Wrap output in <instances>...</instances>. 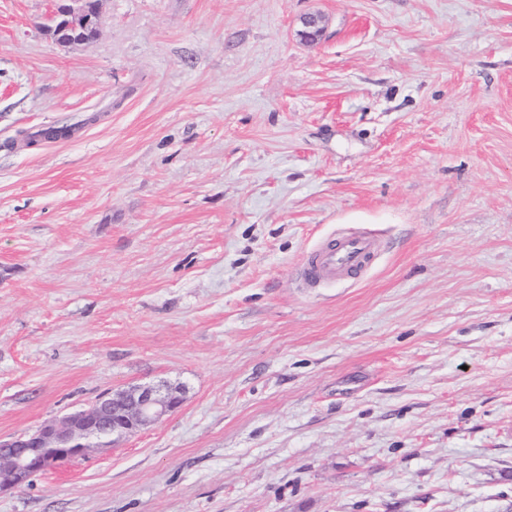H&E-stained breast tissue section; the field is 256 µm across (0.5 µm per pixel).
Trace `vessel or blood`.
Listing matches in <instances>:
<instances>
[{"label":"vessel or blood","mask_w":512,"mask_h":512,"mask_svg":"<svg viewBox=\"0 0 512 512\" xmlns=\"http://www.w3.org/2000/svg\"><path fill=\"white\" fill-rule=\"evenodd\" d=\"M380 250L378 239L366 233L341 231L312 250L299 274L306 285L344 280L369 268Z\"/></svg>","instance_id":"obj_1"}]
</instances>
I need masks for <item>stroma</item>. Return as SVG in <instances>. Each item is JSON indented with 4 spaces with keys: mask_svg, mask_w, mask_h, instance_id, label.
Instances as JSON below:
<instances>
[{
    "mask_svg": "<svg viewBox=\"0 0 512 512\" xmlns=\"http://www.w3.org/2000/svg\"><path fill=\"white\" fill-rule=\"evenodd\" d=\"M63 2L0 0V438L186 393L0 512H512V0ZM72 5L66 7L65 16H72L64 27H59L52 23L48 27L49 33L59 42H89L96 38L98 28L99 12L96 8L95 0H71ZM83 17L87 24L95 30L85 27L84 22L79 17ZM380 250L378 239L366 233L341 231L318 245L299 270L304 285L336 282L361 274Z\"/></svg>",
    "mask_w": 512,
    "mask_h": 512,
    "instance_id": "1",
    "label": "stroma"
}]
</instances>
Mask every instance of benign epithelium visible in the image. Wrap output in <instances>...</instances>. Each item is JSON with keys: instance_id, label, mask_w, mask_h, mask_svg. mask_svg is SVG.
<instances>
[{"instance_id": "7a95c632", "label": "benign epithelium", "mask_w": 512, "mask_h": 512, "mask_svg": "<svg viewBox=\"0 0 512 512\" xmlns=\"http://www.w3.org/2000/svg\"><path fill=\"white\" fill-rule=\"evenodd\" d=\"M66 15L81 16L98 28L95 0H71ZM304 40L317 41L323 29L317 16L301 20ZM181 385H139L109 392L88 408L52 420L32 433L0 439V492L19 487L40 472L65 461L86 458L105 444L114 443L175 412L184 401Z\"/></svg>"}]
</instances>
